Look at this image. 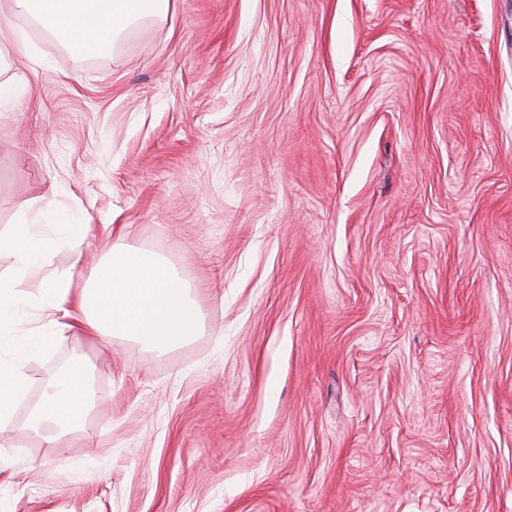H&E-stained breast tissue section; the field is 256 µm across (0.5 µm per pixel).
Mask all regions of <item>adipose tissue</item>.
Wrapping results in <instances>:
<instances>
[{"label":"adipose tissue","mask_w":512,"mask_h":512,"mask_svg":"<svg viewBox=\"0 0 512 512\" xmlns=\"http://www.w3.org/2000/svg\"><path fill=\"white\" fill-rule=\"evenodd\" d=\"M7 5L81 55L99 53L140 20L163 21L171 11V0H7ZM59 244L26 216L12 236L0 237V251L8 250L13 257L12 275L0 277V322L17 310L23 285L40 276ZM45 295L50 325L59 326L64 317L74 320L78 341L86 336L107 342L127 336L162 350L199 335L204 328L200 308L176 273L155 256L122 245L113 247L88 292L72 296L69 287L59 282ZM53 341L48 333L8 340L10 356L0 358V429L11 424L15 407L27 398L29 361ZM91 406L85 371L70 370L45 391L30 413L28 427L44 433L51 443L77 430Z\"/></svg>","instance_id":"adipose-tissue-1"}]
</instances>
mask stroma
<instances>
[{
	"instance_id": "stroma-1",
	"label": "stroma",
	"mask_w": 512,
	"mask_h": 512,
	"mask_svg": "<svg viewBox=\"0 0 512 512\" xmlns=\"http://www.w3.org/2000/svg\"><path fill=\"white\" fill-rule=\"evenodd\" d=\"M0 44V234L89 230L178 275L202 334L58 340L0 431V512H512V0H174L102 54ZM133 231L119 236L120 225ZM95 401L48 445L72 363ZM29 78L19 77L9 81L0 82V104H18L32 94ZM92 406V393L86 373L68 370L45 391L41 401L30 413L28 428L45 432V440L53 443L83 423Z\"/></svg>"
}]
</instances>
